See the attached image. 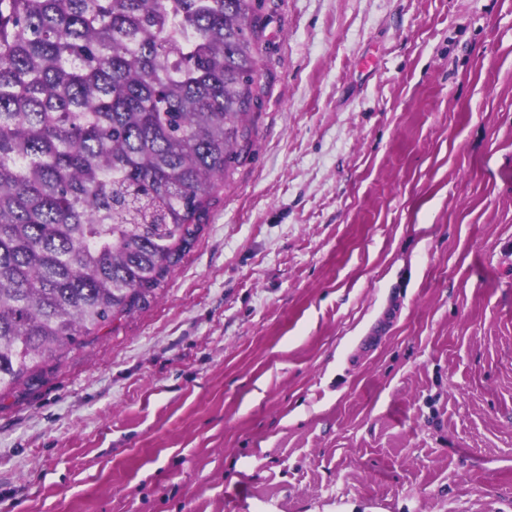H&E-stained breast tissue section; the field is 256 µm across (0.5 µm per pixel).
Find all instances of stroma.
<instances>
[{
	"label": "stroma",
	"instance_id": "obj_1",
	"mask_svg": "<svg viewBox=\"0 0 512 512\" xmlns=\"http://www.w3.org/2000/svg\"><path fill=\"white\" fill-rule=\"evenodd\" d=\"M265 12L181 258L0 390V512H512V0Z\"/></svg>",
	"mask_w": 512,
	"mask_h": 512
}]
</instances>
